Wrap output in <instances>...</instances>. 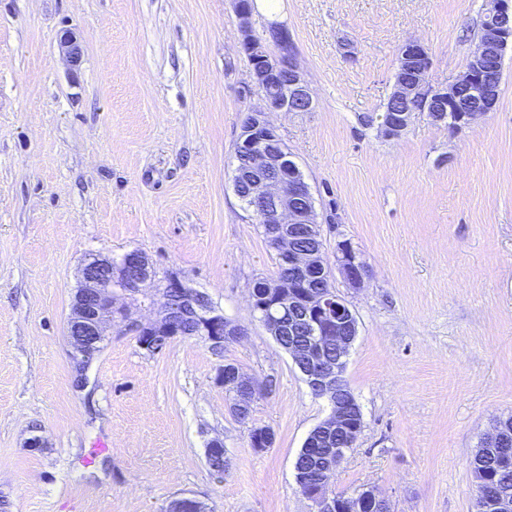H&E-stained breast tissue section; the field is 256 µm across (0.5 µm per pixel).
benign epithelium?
I'll return each instance as SVG.
<instances>
[{"instance_id": "1", "label": "benign epithelium", "mask_w": 512, "mask_h": 512, "mask_svg": "<svg viewBox=\"0 0 512 512\" xmlns=\"http://www.w3.org/2000/svg\"><path fill=\"white\" fill-rule=\"evenodd\" d=\"M241 33V48L251 60V85L261 95V104L246 116L239 137L234 181L251 174L250 197L260 203L258 220L270 228L288 225V232L273 238V247L285 256L286 267L298 276L283 275L276 279V298L259 303L250 297L251 306L263 313L272 328L288 324L291 308L300 306L299 322L307 331L301 345H288V355L310 389L324 399L330 413L309 433L306 441L331 435H345L356 443L362 430V412L346 379L347 356L358 335V322L348 303L332 289L309 286L306 271L318 264L320 249L304 250L296 244V232L304 230L317 235V213L310 188L297 164L279 146L280 136L270 121L274 113L311 112L314 98L294 53L281 49L273 55L266 39L252 29L250 0H233ZM489 20L475 39V49L465 71L446 88H432L427 81L431 66L428 48L417 40L404 46L398 62L391 98L402 109L378 125L387 139L401 137L419 115L434 123L454 114V131L470 130L497 105L500 81L490 78L491 65L512 51V0H487ZM59 48L72 63H79L81 49L70 31L60 38ZM337 269L353 288H361L370 277L369 267L360 259L350 242L336 244ZM153 278L147 259L138 251L127 253L120 263L109 256L97 255L79 270L78 287L70 306L67 339L72 357L85 368L100 352L106 341V325L119 297L134 298ZM163 302L155 318L135 322L132 328L141 338V346L158 352L171 340L181 336V323L196 324V336L213 350L245 336V329L224 318L209 296L189 287L178 275L170 274L156 285ZM336 349V357H328L325 344ZM224 390L235 397L231 409L237 417L248 414L260 395L271 392L268 383L259 384L238 366L227 363L220 376ZM512 428L504 421L495 423L483 438V445L496 448L506 443ZM274 436L266 427H255L250 442L257 449L268 448ZM304 497L312 512H389L387 499L376 488L355 497L339 498L321 488L307 491ZM169 512H207L205 504L193 496L173 501ZM494 512H512V491L499 488L494 492Z\"/></svg>"}]
</instances>
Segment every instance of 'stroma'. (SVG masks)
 <instances>
[{
	"mask_svg": "<svg viewBox=\"0 0 512 512\" xmlns=\"http://www.w3.org/2000/svg\"><path fill=\"white\" fill-rule=\"evenodd\" d=\"M484 0H279L315 109L275 117L314 198L327 257L350 241L371 277L331 282L358 335L346 378L363 430L336 492L391 512H474L470 461L512 415V52L498 103L460 134L419 117L387 140L363 116L422 41L445 87L474 50ZM79 64L59 49L64 32ZM231 0H0V512H311L294 463L329 413L249 306L276 253L232 187L259 103ZM141 252L245 328L215 351L143 350L114 320L78 370L66 340L82 264ZM237 365L270 394L238 422L218 381ZM86 384L77 388V373ZM274 433L249 445L251 427ZM39 447H32V439ZM230 465L213 475L208 443ZM106 450H97V443Z\"/></svg>",
	"mask_w": 512,
	"mask_h": 512,
	"instance_id": "35a3bbf8",
	"label": "stroma"
}]
</instances>
